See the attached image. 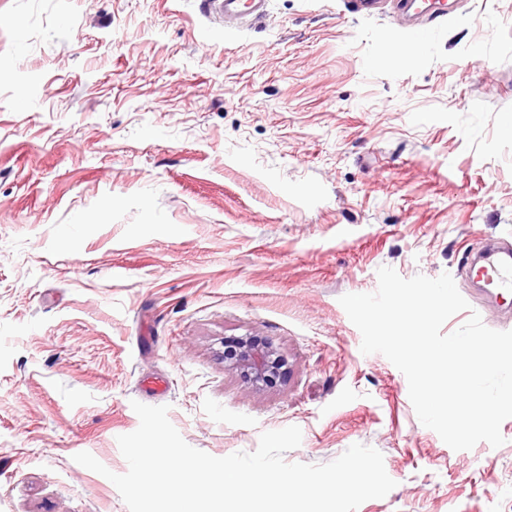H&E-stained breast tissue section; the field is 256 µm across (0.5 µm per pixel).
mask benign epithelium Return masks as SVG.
Wrapping results in <instances>:
<instances>
[{"label":"benign epithelium","instance_id":"7a95c632","mask_svg":"<svg viewBox=\"0 0 512 512\" xmlns=\"http://www.w3.org/2000/svg\"><path fill=\"white\" fill-rule=\"evenodd\" d=\"M225 367L241 372L252 387L261 389L279 379L286 361L272 343L254 336L224 341Z\"/></svg>","mask_w":512,"mask_h":512}]
</instances>
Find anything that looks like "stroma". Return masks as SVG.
Instances as JSON below:
<instances>
[{"label": "stroma", "instance_id": "obj_1", "mask_svg": "<svg viewBox=\"0 0 512 512\" xmlns=\"http://www.w3.org/2000/svg\"><path fill=\"white\" fill-rule=\"evenodd\" d=\"M0 0V512H128L133 402L191 446L290 463L378 449L358 512H512L504 442L456 451L339 303L457 273L512 235V0H454L421 47L397 0ZM270 340L256 389L224 342ZM208 9L221 14L224 23H244L262 18L267 0H204Z\"/></svg>", "mask_w": 512, "mask_h": 512}]
</instances>
